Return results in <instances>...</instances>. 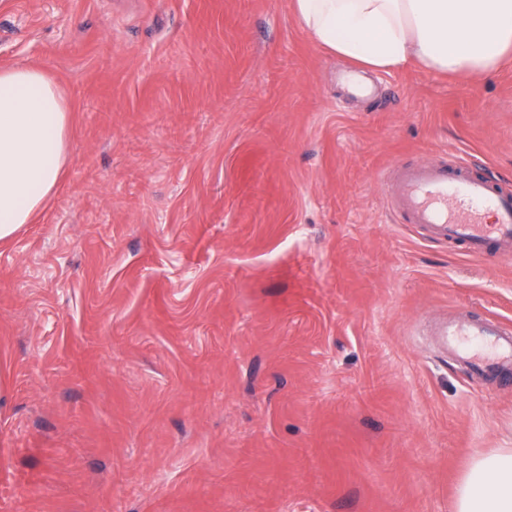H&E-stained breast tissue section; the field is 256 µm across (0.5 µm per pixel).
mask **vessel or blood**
I'll use <instances>...</instances> for the list:
<instances>
[{"mask_svg":"<svg viewBox=\"0 0 512 512\" xmlns=\"http://www.w3.org/2000/svg\"><path fill=\"white\" fill-rule=\"evenodd\" d=\"M395 210L435 241L462 246L466 255L495 261L512 255V190L469 175L466 165H393ZM444 350L471 372L512 378V328L491 320L437 322Z\"/></svg>","mask_w":512,"mask_h":512,"instance_id":"vessel-or-blood-1","label":"vessel or blood"}]
</instances>
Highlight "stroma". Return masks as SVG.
Here are the masks:
<instances>
[{"mask_svg": "<svg viewBox=\"0 0 512 512\" xmlns=\"http://www.w3.org/2000/svg\"><path fill=\"white\" fill-rule=\"evenodd\" d=\"M74 100L0 240V512H450L512 383L420 323L512 324L490 266L391 208L394 161L512 189V60L358 72L292 0H0V70Z\"/></svg>", "mask_w": 512, "mask_h": 512, "instance_id": "35a3bbf8", "label": "stroma"}]
</instances>
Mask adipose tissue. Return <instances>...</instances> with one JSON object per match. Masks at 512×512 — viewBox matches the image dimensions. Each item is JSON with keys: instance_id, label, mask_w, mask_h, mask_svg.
Listing matches in <instances>:
<instances>
[{"instance_id": "obj_1", "label": "adipose tissue", "mask_w": 512, "mask_h": 512, "mask_svg": "<svg viewBox=\"0 0 512 512\" xmlns=\"http://www.w3.org/2000/svg\"><path fill=\"white\" fill-rule=\"evenodd\" d=\"M313 42L372 72L416 62L480 78L512 56V0H292ZM73 107L39 68L0 70V240L31 223L66 161ZM451 512H512V448L475 457Z\"/></svg>"}]
</instances>
